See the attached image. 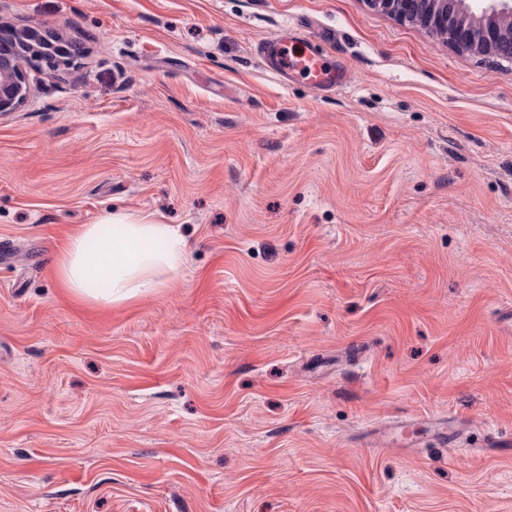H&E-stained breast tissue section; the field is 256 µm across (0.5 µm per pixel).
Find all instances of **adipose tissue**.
I'll use <instances>...</instances> for the list:
<instances>
[{
    "instance_id": "1",
    "label": "adipose tissue",
    "mask_w": 512,
    "mask_h": 512,
    "mask_svg": "<svg viewBox=\"0 0 512 512\" xmlns=\"http://www.w3.org/2000/svg\"><path fill=\"white\" fill-rule=\"evenodd\" d=\"M112 227L110 238L101 225ZM189 244L174 224L127 209L103 214L68 239L54 260L56 272L73 296L109 307L165 287L186 263Z\"/></svg>"
}]
</instances>
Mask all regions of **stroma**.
<instances>
[{
	"label": "stroma",
	"mask_w": 512,
	"mask_h": 512,
	"mask_svg": "<svg viewBox=\"0 0 512 512\" xmlns=\"http://www.w3.org/2000/svg\"><path fill=\"white\" fill-rule=\"evenodd\" d=\"M1 21L82 54L0 117V512H512V63L366 0ZM285 33L350 84H281ZM115 208L190 253L102 307L54 259Z\"/></svg>",
	"instance_id": "obj_1"
}]
</instances>
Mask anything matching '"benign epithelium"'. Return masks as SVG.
<instances>
[{
  "label": "benign epithelium",
  "instance_id": "benign-epithelium-1",
  "mask_svg": "<svg viewBox=\"0 0 512 512\" xmlns=\"http://www.w3.org/2000/svg\"><path fill=\"white\" fill-rule=\"evenodd\" d=\"M374 10L401 19L420 18L429 32L442 35V41L463 53L487 52L512 62V0H367ZM34 28L0 27V43L19 39L38 40ZM30 95L24 67L4 54L0 56V113L17 111Z\"/></svg>",
  "mask_w": 512,
  "mask_h": 512
}]
</instances>
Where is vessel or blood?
<instances>
[{
    "label": "vessel or blood",
    "instance_id": "1",
    "mask_svg": "<svg viewBox=\"0 0 512 512\" xmlns=\"http://www.w3.org/2000/svg\"><path fill=\"white\" fill-rule=\"evenodd\" d=\"M260 52L269 70L280 81H287L289 75L298 73L317 88H336L347 82L346 73L331 65L312 42L297 43L280 35L266 40Z\"/></svg>",
    "mask_w": 512,
    "mask_h": 512
}]
</instances>
